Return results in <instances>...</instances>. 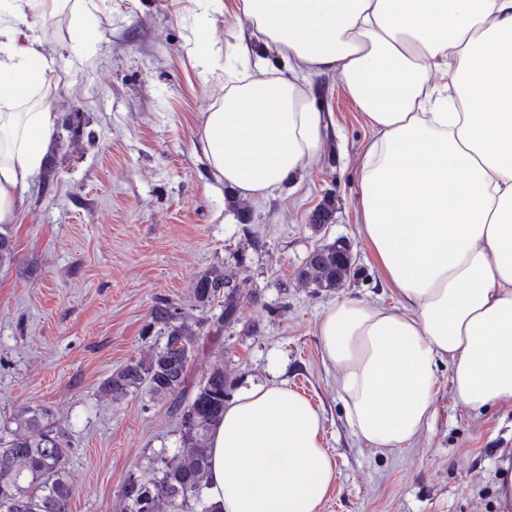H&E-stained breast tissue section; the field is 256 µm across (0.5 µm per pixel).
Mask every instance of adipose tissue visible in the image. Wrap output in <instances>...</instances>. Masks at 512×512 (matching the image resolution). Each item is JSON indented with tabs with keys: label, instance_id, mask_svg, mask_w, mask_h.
<instances>
[{
	"label": "adipose tissue",
	"instance_id": "1",
	"mask_svg": "<svg viewBox=\"0 0 512 512\" xmlns=\"http://www.w3.org/2000/svg\"><path fill=\"white\" fill-rule=\"evenodd\" d=\"M58 0H7L0 23V225L44 169L58 61L28 28ZM294 77L228 69L201 119L214 178L265 196L321 144L302 78L339 74L376 133L360 169L362 234L404 315L331 304L318 333L356 435L400 450L434 411L448 361L456 401H512V0H237ZM491 103L476 112L473 102ZM205 495L218 512H320L336 482L318 409L285 383L242 387L209 440Z\"/></svg>",
	"mask_w": 512,
	"mask_h": 512
}]
</instances>
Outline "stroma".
Listing matches in <instances>:
<instances>
[{
  "instance_id": "stroma-1",
  "label": "stroma",
  "mask_w": 512,
  "mask_h": 512,
  "mask_svg": "<svg viewBox=\"0 0 512 512\" xmlns=\"http://www.w3.org/2000/svg\"><path fill=\"white\" fill-rule=\"evenodd\" d=\"M233 2L200 30L196 0H97L90 14L69 0L62 23L33 18L59 61L57 129L9 229L15 260L0 267V423L21 406L48 407L71 446V512H121L127 476H157L153 460L179 447V422L168 403L141 391L115 402L101 386L161 344L148 326L157 299L198 319L195 278L237 256L258 300L242 304L218 344L197 351L190 381L220 365L235 387L284 381L304 394L323 416L336 464L321 512H499L511 403L464 407L450 365L439 363L433 418L413 443L384 453L354 434L337 373L323 361L317 325L330 303L404 311L362 236L359 171L372 131L339 76L308 77L321 146L273 194L234 196L198 151L201 114L222 96L225 68L240 64L232 46L260 49L270 67L291 73L275 50L261 49ZM77 24L87 44L71 41ZM328 202L330 224L314 229ZM338 239L351 247L355 277L332 291L300 282L295 272L312 249Z\"/></svg>"
}]
</instances>
